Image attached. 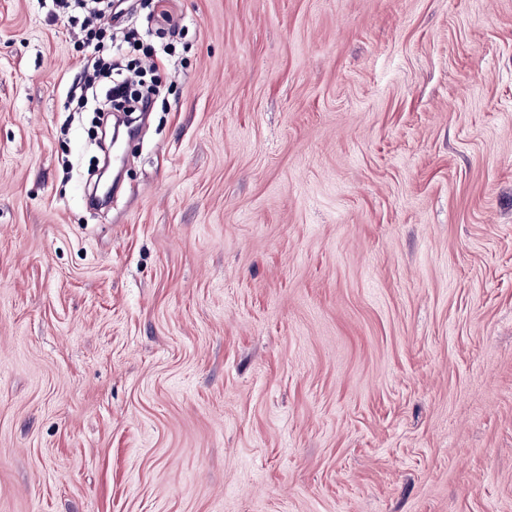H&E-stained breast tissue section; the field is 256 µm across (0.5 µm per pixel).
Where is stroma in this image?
Returning a JSON list of instances; mask_svg holds the SVG:
<instances>
[{"label":"stroma","mask_w":512,"mask_h":512,"mask_svg":"<svg viewBox=\"0 0 512 512\" xmlns=\"http://www.w3.org/2000/svg\"><path fill=\"white\" fill-rule=\"evenodd\" d=\"M52 12L0 0V512H512V0H132L98 208Z\"/></svg>","instance_id":"stroma-1"}]
</instances>
